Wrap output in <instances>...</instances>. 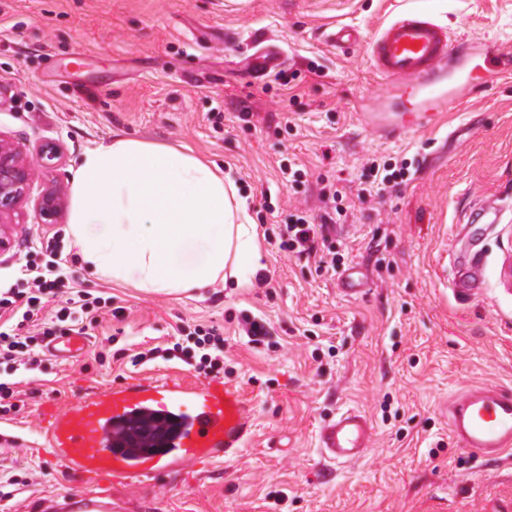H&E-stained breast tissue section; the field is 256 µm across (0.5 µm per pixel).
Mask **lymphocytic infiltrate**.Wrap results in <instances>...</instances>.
Listing matches in <instances>:
<instances>
[{"label":"lymphocytic infiltrate","mask_w":512,"mask_h":512,"mask_svg":"<svg viewBox=\"0 0 512 512\" xmlns=\"http://www.w3.org/2000/svg\"><path fill=\"white\" fill-rule=\"evenodd\" d=\"M335 221L332 211L317 223L306 216L296 217L280 228L279 247L298 254H317L323 225ZM32 252L34 258L26 264L25 287L0 280V360L25 371L40 368V350L50 337L86 330L103 313L116 319L124 315L123 308L113 306L111 299L94 297L80 289L70 292L55 315L42 316L43 299L56 296L64 284L69 257L49 239L36 240Z\"/></svg>","instance_id":"lymphocytic-infiltrate-1"}]
</instances>
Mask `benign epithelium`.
<instances>
[{"label":"benign epithelium","mask_w":512,"mask_h":512,"mask_svg":"<svg viewBox=\"0 0 512 512\" xmlns=\"http://www.w3.org/2000/svg\"><path fill=\"white\" fill-rule=\"evenodd\" d=\"M44 155H29L19 146L0 138V252L9 249V239L4 235L6 224L18 223L35 172ZM40 215L49 220L63 207L62 197L50 191L38 202Z\"/></svg>","instance_id":"1"}]
</instances>
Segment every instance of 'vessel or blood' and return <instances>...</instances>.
<instances>
[{"label": "vessel or blood", "instance_id": "obj_1", "mask_svg": "<svg viewBox=\"0 0 512 512\" xmlns=\"http://www.w3.org/2000/svg\"><path fill=\"white\" fill-rule=\"evenodd\" d=\"M329 40L339 47L367 43L375 74L396 96L412 104L398 118L359 113L380 138L399 140L415 131L436 129L448 109L463 110L467 92L483 83L472 57L497 66L500 79L512 78L502 67L512 58V43L455 39L432 16L410 11L383 23L372 37L350 25L334 28ZM280 45L265 43L255 54V69L271 75L281 67ZM88 338L80 332L51 338L46 351L64 361L81 358ZM139 415L168 416L175 435L162 447L140 448L124 440L122 430ZM41 453L57 464L68 492L44 498L37 512H123L112 498L116 484L144 483L186 464L209 467L230 461L245 447L251 419L243 394L219 379L186 384L176 378H131L76 398L64 409L46 403ZM448 425L462 447L497 462L512 452V393L493 385L469 388L448 409ZM373 426L360 411L337 413L318 431L321 452L342 464L361 459L370 446Z\"/></svg>", "mask_w": 512, "mask_h": 512}]
</instances>
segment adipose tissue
Here are the masks:
<instances>
[{
    "instance_id": "adipose-tissue-1",
    "label": "adipose tissue",
    "mask_w": 512,
    "mask_h": 512,
    "mask_svg": "<svg viewBox=\"0 0 512 512\" xmlns=\"http://www.w3.org/2000/svg\"><path fill=\"white\" fill-rule=\"evenodd\" d=\"M94 272L156 293L250 284L263 255L234 180L192 150L126 135L87 148L69 212Z\"/></svg>"
}]
</instances>
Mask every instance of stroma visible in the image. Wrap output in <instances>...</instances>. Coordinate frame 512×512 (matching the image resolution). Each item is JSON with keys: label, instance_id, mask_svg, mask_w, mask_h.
<instances>
[{"label": "stroma", "instance_id": "stroma-1", "mask_svg": "<svg viewBox=\"0 0 512 512\" xmlns=\"http://www.w3.org/2000/svg\"><path fill=\"white\" fill-rule=\"evenodd\" d=\"M400 10L420 11L451 35L512 40V0H0V137L37 152L56 148L30 189L0 277L24 264L32 241L72 239L67 212L40 223L45 191L69 194L76 162L118 133L187 146L230 173L258 231L269 285L149 293L76 261V287L111 299L88 330L83 358H45L18 376V412L0 414V512H27L64 492L62 472L35 446L40 408L68 403L130 377L204 381L195 326L224 332L219 377L246 397L253 435L239 457L211 469L187 465L148 485H118L127 512H512V460L491 464L448 430V402L467 388L512 390V82L473 90L464 115L439 132L379 139L357 111L379 112L387 90L365 46L328 44L331 24L371 36ZM285 54L282 77H255L242 57L261 40ZM404 160L410 178L373 187L370 159ZM302 170L284 179L282 167ZM344 190L318 259L279 251L280 225L320 218L323 192ZM370 188L366 200L358 188ZM478 242L482 292L456 291ZM356 268L365 291L337 290ZM260 315V344L240 334ZM181 345L180 356L131 366L132 355ZM356 408L374 430L366 455L336 465L319 427Z\"/></svg>", "mask_w": 512, "mask_h": 512}]
</instances>
